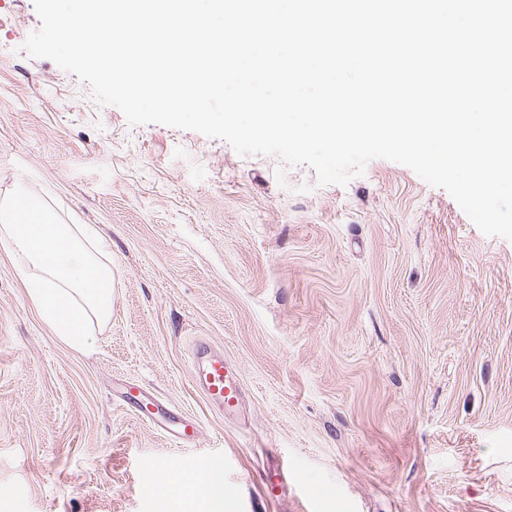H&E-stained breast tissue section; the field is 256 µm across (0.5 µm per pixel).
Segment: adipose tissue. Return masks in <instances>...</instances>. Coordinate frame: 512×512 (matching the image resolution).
<instances>
[{
	"label": "adipose tissue",
	"mask_w": 512,
	"mask_h": 512,
	"mask_svg": "<svg viewBox=\"0 0 512 512\" xmlns=\"http://www.w3.org/2000/svg\"><path fill=\"white\" fill-rule=\"evenodd\" d=\"M0 243L9 247L28 299L61 341L85 346L92 325L111 320V251L89 225L58 223L40 198L19 188L0 199ZM155 471L172 492L194 498V512H223L222 470L205 463L186 475L166 461Z\"/></svg>",
	"instance_id": "1"
}]
</instances>
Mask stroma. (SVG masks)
Returning a JSON list of instances; mask_svg holds the SVG:
<instances>
[{
  "label": "stroma",
  "mask_w": 512,
  "mask_h": 512,
  "mask_svg": "<svg viewBox=\"0 0 512 512\" xmlns=\"http://www.w3.org/2000/svg\"><path fill=\"white\" fill-rule=\"evenodd\" d=\"M40 25L33 0H0V196L109 241L112 319L67 346L0 249V512H193L142 475L213 457L224 512H512V241L389 160L322 186L129 123L26 54ZM199 339L239 374L235 415L195 384ZM129 384L201 436L149 424Z\"/></svg>",
  "instance_id": "stroma-1"
}]
</instances>
